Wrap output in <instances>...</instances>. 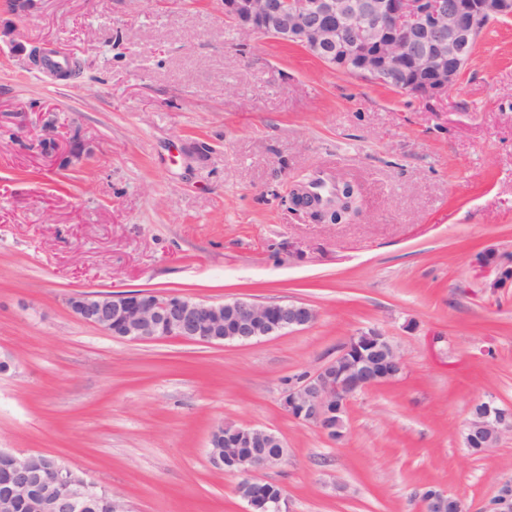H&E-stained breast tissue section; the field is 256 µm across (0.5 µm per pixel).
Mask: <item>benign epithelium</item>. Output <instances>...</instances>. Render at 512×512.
<instances>
[{
    "label": "benign epithelium",
    "instance_id": "benign-epithelium-1",
    "mask_svg": "<svg viewBox=\"0 0 512 512\" xmlns=\"http://www.w3.org/2000/svg\"><path fill=\"white\" fill-rule=\"evenodd\" d=\"M224 18L244 36H270L299 46L318 61L407 93L430 97L448 92L470 59L475 39L489 25L512 18V0H223ZM340 203L328 207L304 183L295 185L290 203L318 222H332ZM82 322L120 339L148 342L180 338L197 343H247L303 329L317 313L304 302L257 303L244 298L222 303L198 301L171 292L149 299L147 293H74L68 299ZM405 369L397 345L382 331L356 333L336 357L313 374L291 384L283 406L295 420L317 428L334 441L344 436L343 416L353 396L396 380ZM512 432V409L489 397L470 410L463 428L465 447L486 455ZM224 442L214 430L209 447L224 448L216 462L242 477L238 495L247 512H288L282 492L258 491L261 469L283 463L288 449L275 432L246 426ZM44 462L39 453L0 448V469L12 476L0 508L12 512L29 500H47L54 512H83L99 501L122 512L112 494L78 477L68 467L54 470L46 483L27 473ZM421 512H465L460 498L430 487L421 496ZM488 512H512V481L498 484Z\"/></svg>",
    "mask_w": 512,
    "mask_h": 512
}]
</instances>
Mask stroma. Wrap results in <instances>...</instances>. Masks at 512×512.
Wrapping results in <instances>:
<instances>
[{"instance_id":"stroma-1","label":"stroma","mask_w":512,"mask_h":512,"mask_svg":"<svg viewBox=\"0 0 512 512\" xmlns=\"http://www.w3.org/2000/svg\"><path fill=\"white\" fill-rule=\"evenodd\" d=\"M55 46L79 75L27 66ZM313 173L355 186L349 222L292 208ZM510 267L512 19L422 98L242 36L221 0H34L21 21L0 0V448L57 458L125 512H244L208 437L253 425L288 447L257 476L289 512H420L432 485L486 512L512 433L474 456L462 430L475 401L512 406V281L491 286ZM82 291L301 301L317 319L132 342L73 315ZM373 327L403 375L351 399L341 441L292 419L290 379Z\"/></svg>"}]
</instances>
